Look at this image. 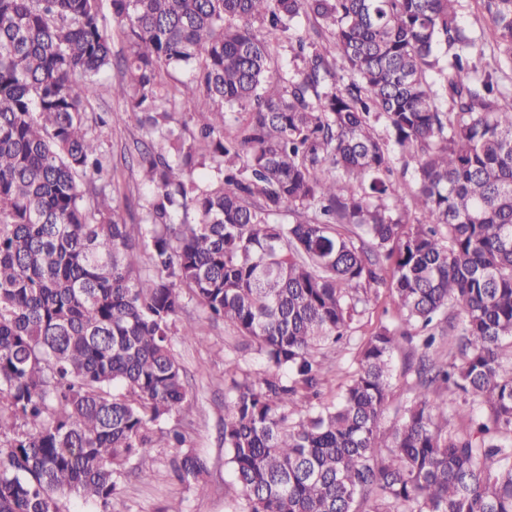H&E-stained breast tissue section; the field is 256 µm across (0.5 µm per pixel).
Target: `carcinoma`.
I'll list each match as a JSON object with an SVG mask.
<instances>
[{
  "label": "carcinoma",
  "instance_id": "carcinoma-1",
  "mask_svg": "<svg viewBox=\"0 0 512 512\" xmlns=\"http://www.w3.org/2000/svg\"><path fill=\"white\" fill-rule=\"evenodd\" d=\"M109 2L128 48L112 92L148 137L136 224L90 134L112 65L101 0H0V512H61L70 494L112 512L128 458L148 472L153 427L183 447L159 424L194 407L172 344L200 336L178 324L185 289L266 365L228 384L241 512H512V106L459 0ZM475 3L512 60V0ZM305 21L297 68L274 74ZM171 69L192 72L173 93ZM200 98L213 111L193 131ZM235 110L248 118L226 135ZM409 158L412 223L390 181ZM381 285L418 352L387 433V324L338 398L311 402L322 347ZM453 306L459 365L433 356ZM458 396L482 416L452 436L438 420ZM203 471L191 450L176 461L184 482Z\"/></svg>",
  "mask_w": 512,
  "mask_h": 512
}]
</instances>
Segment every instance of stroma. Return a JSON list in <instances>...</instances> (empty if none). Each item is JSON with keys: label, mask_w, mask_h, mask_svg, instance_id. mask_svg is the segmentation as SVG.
<instances>
[{"label": "stroma", "mask_w": 512, "mask_h": 512, "mask_svg": "<svg viewBox=\"0 0 512 512\" xmlns=\"http://www.w3.org/2000/svg\"><path fill=\"white\" fill-rule=\"evenodd\" d=\"M459 17L482 50L481 65L497 69L502 83L512 92V64L502 56L487 50L486 40L490 24L480 18L473 0H460ZM94 135L103 153L116 170L118 185L113 198L124 217L138 218L148 188L128 152L134 139L140 138L141 128L134 115H126L124 122L94 126ZM182 320H194L201 325L197 341L174 339V352L185 370L194 399L192 413L171 414L166 427H175L186 436V449L195 451L206 462L204 489H196L180 482L173 473L172 462L179 456L176 448L156 445L151 456L149 475L139 473L137 458H130L119 490L112 501L113 512H236V504L229 493L232 474L226 463L220 433L224 418L229 413L225 359L237 360L241 369L257 370L264 363L248 341L224 322L207 320L203 308L193 296H185ZM398 324L397 311L392 307L389 290L380 287L376 298L354 322L347 339L325 351V400H335L340 387L353 371V357L357 348L380 323Z\"/></svg>", "instance_id": "stroma-1"}]
</instances>
